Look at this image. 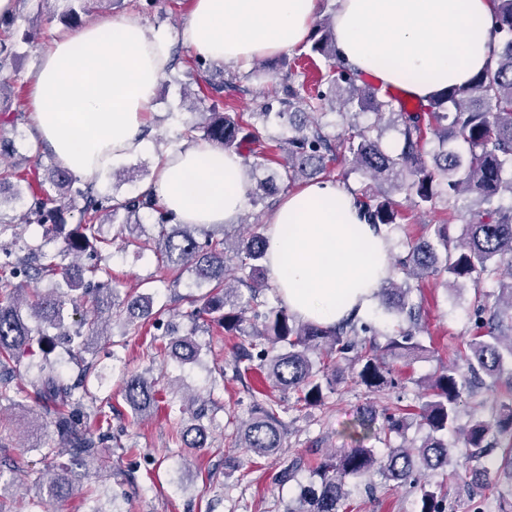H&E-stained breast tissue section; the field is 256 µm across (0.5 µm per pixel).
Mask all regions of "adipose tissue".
<instances>
[{
    "label": "adipose tissue",
    "instance_id": "obj_1",
    "mask_svg": "<svg viewBox=\"0 0 512 512\" xmlns=\"http://www.w3.org/2000/svg\"><path fill=\"white\" fill-rule=\"evenodd\" d=\"M336 50L359 74L429 99L484 69L497 36L492 0H338ZM318 0H191L185 33L214 63L248 66L299 47ZM170 36L122 17L53 43L32 83L33 134L74 175L106 174L151 150L144 116L169 63ZM242 158L202 143L168 150L143 193L177 223L234 222L247 202ZM266 264L296 318L331 326L366 315L390 273V244L329 180L283 196L268 219Z\"/></svg>",
    "mask_w": 512,
    "mask_h": 512
}]
</instances>
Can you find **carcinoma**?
Instances as JSON below:
<instances>
[{
	"mask_svg": "<svg viewBox=\"0 0 512 512\" xmlns=\"http://www.w3.org/2000/svg\"><path fill=\"white\" fill-rule=\"evenodd\" d=\"M494 32L498 43L489 65L467 84L452 86L443 93L418 103L410 109L390 92L360 85L361 76L342 64L336 54L333 34L324 23L315 26L309 38L310 52L324 59L325 70L316 83H292L283 89V109L276 117L292 128L284 142L263 137L251 118L269 113L224 111V85L207 77L205 62L188 60L189 71L196 74L197 96L204 105L202 122L188 129V138L200 139L213 146L233 151L262 165L269 157L280 154L279 179L285 187L297 180L312 178L324 171L339 155L353 168L372 180H384L391 188L405 194L410 207L430 210L436 199L445 197L455 205L469 193L476 207L469 209L470 219L464 231L455 236L449 224H425L421 237L408 245L398 268L405 277L431 278L444 288L469 283L478 289L489 280L498 281L500 296L477 293L476 318L485 332L467 344L462 359L472 369L482 371L492 380L512 365V205L499 204L504 196L512 198V0H492ZM348 87L345 104L363 111L372 109L377 122L368 126L351 125L344 134L330 138L320 122L326 100L322 86ZM396 123L401 138L399 153H388L382 146V122ZM435 144L427 152L429 144ZM431 154L432 164L424 156ZM15 179L25 184L31 204L24 223L62 224L64 214H80L81 231L66 238L55 251L27 247L19 256L0 243V401L17 404L15 398L25 390L13 384L14 367L25 357H35L33 350L36 326L46 324L55 330L60 343L71 353L85 349L90 336H98L99 314L109 310L112 318L137 321L157 319L165 307L153 309L150 295L120 296L107 287L111 272L91 265L79 270L74 258L91 242L108 243L99 236L100 216L112 212V221H120L119 233L140 225V212L151 209L159 213L157 235L136 238L132 245L137 253L151 251L163 269H176L194 275L196 287L208 288L202 300L191 299L181 317L192 331L171 339L170 354L181 362H197L201 347L193 338L199 321L209 316L225 334L244 339H259L265 347L257 355L243 352L236 356L234 367L258 358L267 370L272 388L296 396V403L317 406L336 388V373L357 369V379L369 390H385L395 385L392 364L427 348L414 339L417 321L413 288L399 285L391 278L381 288L378 308L382 314L408 327H398L385 334V342L357 346L355 337L367 326L352 317L335 326L302 322L279 304L259 310L258 297L271 288L264 273L265 236L256 224L248 235L233 243L220 235L224 227L206 228L199 224H174L168 213L151 199L136 194L120 201H108L94 194L93 186H77L80 179L54 166L48 182L33 179L26 168L13 165L0 172V179ZM355 199L368 223L389 229L400 215V203L388 193L363 190ZM48 281L44 291L32 293L33 300L22 302L23 289L14 280ZM250 290L245 297L239 286ZM79 301L91 304L93 319L81 314L80 320L68 321L66 305ZM41 403L40 419L53 428L61 448L41 449L44 464L46 500L32 503L44 509L63 489L76 481L74 468L101 461V450L110 435L103 430L109 424L103 407L89 399L86 375L72 379L60 363L47 356L37 364L29 380ZM424 401L415 421L426 431L416 445L405 439L407 417L397 407L384 410V424L375 428L379 417L372 406L361 408L356 415L358 440L352 448H337L312 468L314 481L303 489L296 505L287 512H343L346 481L353 477L379 475L398 484L412 483L419 477L451 465L448 431L457 429L459 402L465 388L458 363L454 359L421 382ZM122 394L135 415L143 417L161 408L163 394L156 381L141 374L124 378ZM279 403L268 396L254 403L251 417L236 432V445L257 455H269L283 447L284 428L277 412ZM196 424L183 429L182 420L170 419L182 444L203 448L207 429L199 412L192 413ZM464 445L478 454L489 455L502 449L499 469L512 480V404H505L494 421L474 420L461 429ZM387 448L379 456L365 445L371 438ZM65 451L70 464L56 465L54 460ZM440 493L425 489L418 512H446Z\"/></svg>",
	"mask_w": 512,
	"mask_h": 512,
	"instance_id": "cac0c4a2",
	"label": "carcinoma"
}]
</instances>
